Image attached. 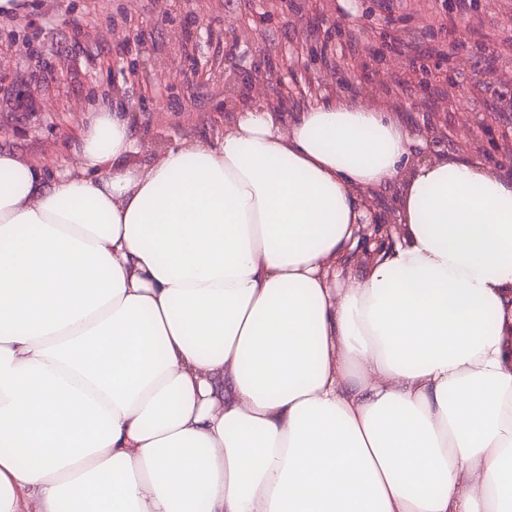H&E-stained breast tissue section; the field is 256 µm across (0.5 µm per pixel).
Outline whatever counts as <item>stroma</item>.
<instances>
[{
	"label": "stroma",
	"mask_w": 512,
	"mask_h": 512,
	"mask_svg": "<svg viewBox=\"0 0 512 512\" xmlns=\"http://www.w3.org/2000/svg\"><path fill=\"white\" fill-rule=\"evenodd\" d=\"M0 16V150L43 166L46 182L75 160L97 110L124 114L141 147L211 141L235 120L224 106V66L241 69L243 101L287 93L284 118L343 94L390 104L418 133L438 128V151L512 175V53L482 35L512 34L498 0H27ZM450 32L428 36L436 14ZM375 30L372 45L354 32ZM404 29L411 51L381 34ZM453 41L455 55L437 48ZM411 89L398 94L396 83Z\"/></svg>",
	"instance_id": "1"
}]
</instances>
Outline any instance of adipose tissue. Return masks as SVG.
I'll return each mask as SVG.
<instances>
[{"label": "adipose tissue", "instance_id": "obj_1", "mask_svg": "<svg viewBox=\"0 0 512 512\" xmlns=\"http://www.w3.org/2000/svg\"><path fill=\"white\" fill-rule=\"evenodd\" d=\"M413 142L333 96L0 152V512H512V176ZM400 187L397 184H390L374 195L372 201L373 208L377 215H393L396 218L397 201L399 199ZM368 209L370 213L369 219L361 222L362 226L363 224H367L361 231L362 241L365 244L373 241L379 242V245L381 246L384 244L386 239H389V232L392 227L391 224H395L396 221L388 217H384L383 220H380L371 212L369 205ZM370 232L372 233L371 235L369 234Z\"/></svg>", "mask_w": 512, "mask_h": 512}]
</instances>
